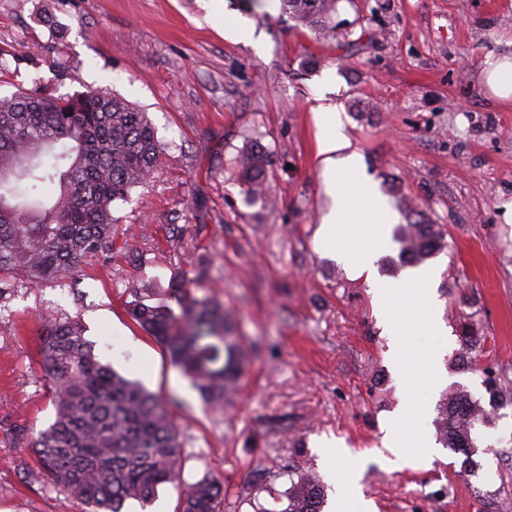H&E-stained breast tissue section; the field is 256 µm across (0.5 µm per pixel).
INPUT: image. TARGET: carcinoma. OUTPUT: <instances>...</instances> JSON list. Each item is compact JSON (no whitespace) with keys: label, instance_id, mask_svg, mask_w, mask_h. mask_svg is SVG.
I'll return each instance as SVG.
<instances>
[{"label":"carcinoma","instance_id":"obj_1","mask_svg":"<svg viewBox=\"0 0 512 512\" xmlns=\"http://www.w3.org/2000/svg\"><path fill=\"white\" fill-rule=\"evenodd\" d=\"M300 24L326 35L338 0H281ZM163 152L147 114L95 88L61 95L43 85L17 86L0 95V283L38 285L64 279L99 256L112 241L113 208L152 178ZM243 185L265 190L269 155L253 147L240 159ZM32 190L59 183L50 205L16 203L18 185ZM409 222L395 239L414 263L433 257L445 238L403 201ZM130 315L190 379L204 402L224 408L244 373L241 340L228 335L233 316L224 304L198 296L183 277L164 289L146 288ZM457 364L472 365L484 340L474 324L458 325ZM39 366L52 395L54 421L32 448L53 483L81 500L88 512H123L127 502L152 505L159 488L183 486L177 512H222L224 493L214 478L183 479V444L169 403L102 363L76 321H42ZM483 387L493 407L512 402L499 374L484 369ZM444 446L472 463L476 436L490 424L487 411L457 387L438 405ZM279 512H322L325 489L313 473L291 481Z\"/></svg>","mask_w":512,"mask_h":512}]
</instances>
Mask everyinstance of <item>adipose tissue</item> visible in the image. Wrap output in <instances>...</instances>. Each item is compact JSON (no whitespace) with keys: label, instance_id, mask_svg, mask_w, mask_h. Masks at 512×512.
<instances>
[{"label":"adipose tissue","instance_id":"adipose-tissue-1","mask_svg":"<svg viewBox=\"0 0 512 512\" xmlns=\"http://www.w3.org/2000/svg\"><path fill=\"white\" fill-rule=\"evenodd\" d=\"M318 121L323 128L318 154L325 190L334 204L322 218L317 241L360 274L366 270L369 259L384 248L393 216L361 181V157L351 150L335 112L322 109ZM433 278L434 273L429 269L410 268L399 277L372 283L379 314L397 338L393 353L401 375L409 380L420 377L430 384L439 378L437 355L419 351L411 338L420 332L440 337L446 334L434 313L430 289ZM412 404V399L404 400L383 439L384 451L400 461L410 455L429 459L436 452V442L428 428L412 434L406 432Z\"/></svg>","mask_w":512,"mask_h":512}]
</instances>
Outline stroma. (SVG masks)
<instances>
[{
  "instance_id": "obj_1",
  "label": "stroma",
  "mask_w": 512,
  "mask_h": 512,
  "mask_svg": "<svg viewBox=\"0 0 512 512\" xmlns=\"http://www.w3.org/2000/svg\"><path fill=\"white\" fill-rule=\"evenodd\" d=\"M239 18L248 36L228 38L224 23ZM333 20L359 41L342 58L280 0H0V48L21 59L1 92L102 89L146 112L166 145L150 182L115 206L97 259L0 291V512H85L32 449L54 421L38 366L44 316L80 322L102 362L171 400L184 480H222L224 512H275L289 470L321 472L329 441L365 456L356 480L376 512H512L511 404L481 429L473 469L445 447L419 466L373 457L405 384L367 281L316 245L332 199L315 120L336 109L363 178L446 231L430 264L453 339L414 337L439 351L444 379L413 382L417 400L433 410L461 386L487 401L486 367L512 387V103L491 98L480 73L512 52V0H339ZM53 40L60 78L40 50ZM255 145L270 152L262 197L237 176ZM177 273L233 311L251 352L221 411L128 312L135 289ZM463 318L485 340L476 370L452 365Z\"/></svg>"
}]
</instances>
